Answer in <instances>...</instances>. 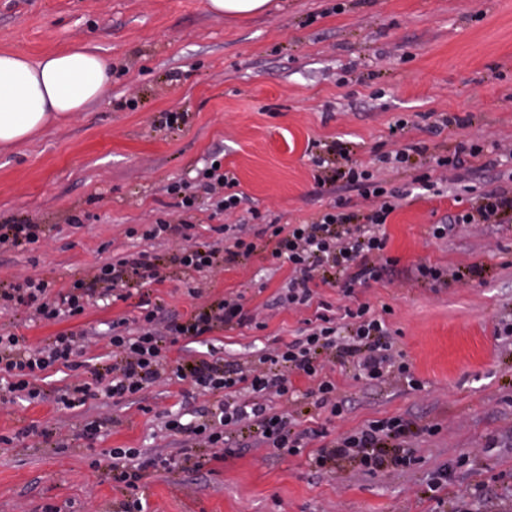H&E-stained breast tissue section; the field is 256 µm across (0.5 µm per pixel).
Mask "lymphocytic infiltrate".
Segmentation results:
<instances>
[{"instance_id": "obj_1", "label": "lymphocytic infiltrate", "mask_w": 512, "mask_h": 512, "mask_svg": "<svg viewBox=\"0 0 512 512\" xmlns=\"http://www.w3.org/2000/svg\"><path fill=\"white\" fill-rule=\"evenodd\" d=\"M425 151L421 143L406 142L383 153L376 168L354 162L339 149L330 158L315 156L312 163L316 179L324 185L355 189L364 207L352 208L347 199L339 197L315 222L268 224L258 231L250 224L234 221L243 202L237 182L223 167L211 166L203 172L202 182L217 210L229 218L223 228V242L195 240L187 219L196 209V196L186 186L175 184L167 192L178 199V218L145 225L139 232L141 239L171 243L165 262H154L142 252L131 253L100 264L90 277L74 280L61 291L40 278L0 280V308L10 309L23 319L32 316L56 322L83 315L92 303L124 301L145 286L162 284L173 268L193 277L259 251L273 266L286 264L291 268L283 300L291 308L312 310L313 316L307 319V329L300 338L264 354L258 365L228 369L219 358L171 357L180 341L203 340L227 324L262 327V318L246 309L241 297L215 300L165 322L159 319V305L145 300L134 318L113 321L107 335L110 363L90 369L88 376L58 393L57 404L67 410L91 402L117 406L136 399L158 381L175 380L188 383L196 395L209 399L210 405L201 415L188 419L180 414L167 415L165 429L183 438L179 455L153 454L138 448L105 450L103 475L131 492L125 512H144L138 491L153 473L175 476L187 467L201 469L235 456L228 435L244 423L253 428L259 443L275 454H301L309 440L322 436V429H296L288 411H277L270 405L274 398L293 401V377L307 380L306 397L335 417L342 414L343 407L336 397L333 364L351 365L356 377L374 382L392 378L412 381L408 365L395 362L390 353L389 329L382 316L366 304L335 316L329 304L315 301L314 290L336 284L350 293L381 279L391 263L384 226L401 197L399 191L388 187L382 171L407 167L412 156ZM486 163L482 144L462 142L452 154L434 157L430 172L420 175L419 181L431 190L446 184L449 172H474ZM511 214L512 187L501 185L483 194L479 212L457 211L447 223L432 225L431 234L442 239L451 225L496 224ZM81 352L79 338L69 330L50 337L39 349L29 347L22 335L1 330L0 402L44 399L42 377L61 367L79 370ZM412 435L411 424L403 417L374 420L323 444L310 460L326 470L344 462L357 464L372 474L400 469L413 461L409 446Z\"/></svg>"}]
</instances>
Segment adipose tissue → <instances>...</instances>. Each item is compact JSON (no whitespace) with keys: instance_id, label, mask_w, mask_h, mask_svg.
I'll return each mask as SVG.
<instances>
[{"instance_id":"ef3b65f1","label":"adipose tissue","mask_w":512,"mask_h":512,"mask_svg":"<svg viewBox=\"0 0 512 512\" xmlns=\"http://www.w3.org/2000/svg\"><path fill=\"white\" fill-rule=\"evenodd\" d=\"M110 71L105 57L83 46L35 60L21 52H0V150L101 101Z\"/></svg>"}]
</instances>
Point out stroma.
<instances>
[{
  "mask_svg": "<svg viewBox=\"0 0 512 512\" xmlns=\"http://www.w3.org/2000/svg\"><path fill=\"white\" fill-rule=\"evenodd\" d=\"M85 45L112 65L105 98L66 123L0 152V224H40L39 242L0 249V279L42 278L55 289L103 262L145 251L167 253L162 241L136 240L127 228L178 214L167 187L187 185L198 196L191 221L199 240L222 224L200 173L221 157L245 200L238 218L259 210L265 221L312 220L334 201L314 180L316 144L341 141L362 164L415 140L429 156L460 140L512 142V0H271L268 11L213 15L207 0H0V51L36 59ZM468 117L441 128L443 115ZM410 123L394 133L398 119ZM408 171L387 172L405 193L385 232L392 259L381 280L345 293L317 288L336 311L369 304L384 314L395 353L418 388L369 382L337 367L341 415L311 401L286 404L300 427L329 437L392 416L411 421L415 461L407 469L369 474L345 463L311 470L302 456H279L247 435L239 456L171 478L149 477L146 512H512V338L497 335L512 320V223L456 225L437 239L432 225L475 209L504 181V167L461 176L442 194L415 190ZM426 261L462 273L431 286L411 269ZM291 270L269 269L263 254L203 277L204 298L242 295L262 311L266 327L227 326L205 341H182L181 356L214 354L225 366L257 364L298 337L305 312L279 303ZM164 315L185 314L196 298L172 272L114 304L98 302L56 324L22 321L0 309V329L44 346L62 330L87 332L86 366L107 361L113 320L137 315L141 297ZM76 379L68 369L47 373L48 398L0 405V436L34 426L71 435L57 448L33 437L0 445V512H123L127 490L94 466L108 448L179 453L180 437L161 428L164 413L195 414L200 400L184 382L161 381L128 404L92 403L61 409L53 398ZM111 418L103 439L77 438L85 419ZM447 469L442 501L428 486Z\"/></svg>",
  "mask_w": 512,
  "mask_h": 512,
  "instance_id": "1",
  "label": "stroma"
}]
</instances>
